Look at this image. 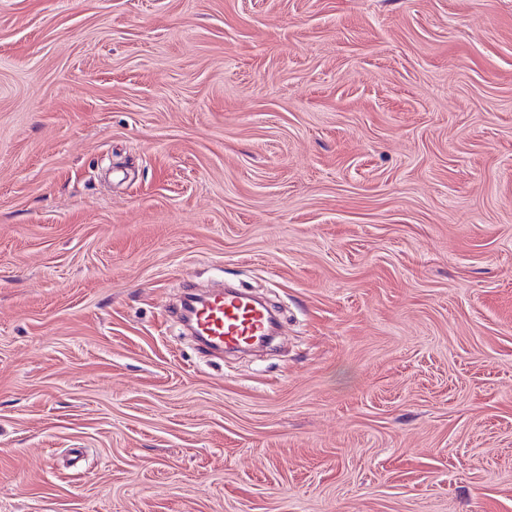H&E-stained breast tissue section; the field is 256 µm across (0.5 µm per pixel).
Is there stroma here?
I'll list each match as a JSON object with an SVG mask.
<instances>
[{
	"label": "stroma",
	"mask_w": 512,
	"mask_h": 512,
	"mask_svg": "<svg viewBox=\"0 0 512 512\" xmlns=\"http://www.w3.org/2000/svg\"><path fill=\"white\" fill-rule=\"evenodd\" d=\"M0 512H512V0H0ZM184 304L181 318L186 308L189 327L197 341L210 350L250 349L269 336L278 335L277 320L268 307L243 290L218 291L208 296L188 293Z\"/></svg>",
	"instance_id": "stroma-1"
}]
</instances>
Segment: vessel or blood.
<instances>
[{"label":"vessel or blood","mask_w":512,"mask_h":512,"mask_svg":"<svg viewBox=\"0 0 512 512\" xmlns=\"http://www.w3.org/2000/svg\"><path fill=\"white\" fill-rule=\"evenodd\" d=\"M187 309L198 342L214 351L249 349L278 333L268 307L243 290L191 294Z\"/></svg>","instance_id":"obj_1"}]
</instances>
